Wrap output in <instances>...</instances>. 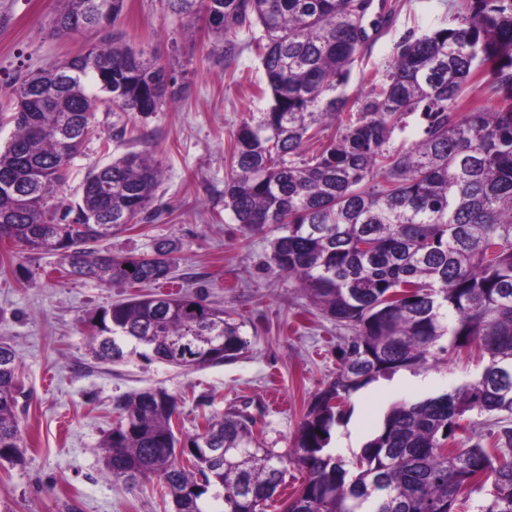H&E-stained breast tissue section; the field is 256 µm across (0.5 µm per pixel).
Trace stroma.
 Instances as JSON below:
<instances>
[{
    "instance_id": "stroma-1",
    "label": "stroma",
    "mask_w": 512,
    "mask_h": 512,
    "mask_svg": "<svg viewBox=\"0 0 512 512\" xmlns=\"http://www.w3.org/2000/svg\"><path fill=\"white\" fill-rule=\"evenodd\" d=\"M390 26L367 53L368 68L384 70L405 37L452 25L465 0H397ZM57 0H0V104L14 79L61 64L119 34L146 57L174 70L176 102L155 112L118 114L103 104L98 135L70 164L62 192L80 197L94 166L149 148L162 182L150 208L157 218L132 224L104 242L114 255L151 252L156 240L182 243L173 284L223 307L241 322L249 342L236 360L186 372L159 361L94 359L84 320L92 309L137 295L122 283L66 276L59 257L0 243V339L15 350L24 448L17 462L0 460V512H174L158 481L129 490L105 476L101 444L116 419L117 397L161 387L176 396L175 433L194 434L205 416L246 409L267 447L291 448L303 412L340 367L338 347L350 330L325 317L287 276L268 265L264 235L248 232L224 209L225 156L232 133L267 102L257 95L259 61L251 50L232 63L214 51L206 28L188 31L164 0H127L115 24L57 35ZM250 82H232V75ZM149 135L142 144L113 138L114 128ZM173 284L162 285L170 293ZM481 363L460 354L435 369H403L350 398L332 432L334 453L352 462L390 406L418 401L474 379Z\"/></svg>"
}]
</instances>
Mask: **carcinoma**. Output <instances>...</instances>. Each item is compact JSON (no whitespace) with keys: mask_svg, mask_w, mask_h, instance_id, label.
Here are the masks:
<instances>
[{"mask_svg":"<svg viewBox=\"0 0 512 512\" xmlns=\"http://www.w3.org/2000/svg\"><path fill=\"white\" fill-rule=\"evenodd\" d=\"M59 2V34L88 27L94 9L115 22L125 4ZM163 2L189 25L205 23L224 61L246 45L259 58L269 102L231 138L224 209L248 231L273 234L271 265L353 336L286 452L263 447L243 409L210 415L204 432L181 440L178 401L157 388L116 399L106 474L130 489L158 479L175 512H267L290 465L307 478L282 512H459L487 483L481 512H512V0H467L452 26L404 38L384 72L363 73L369 90L353 98L344 87L395 11L389 0ZM255 28L243 44L241 32ZM167 76L115 36L24 77L0 112L14 127L0 150V240L58 255L84 280L169 279L176 241L122 257L94 247L148 211L162 178L152 151L90 171L75 203L60 197L99 104L156 112ZM479 82L498 107L473 102ZM410 116L420 125L413 141L398 137ZM87 324L102 362L139 357L193 371L248 346L241 323L191 295L131 298L95 309ZM469 348L484 362L479 377L392 405L352 469L329 448L354 393ZM23 395L16 353L1 341V460L19 458ZM485 415L502 416L487 435Z\"/></svg>","mask_w":512,"mask_h":512,"instance_id":"carcinoma-1","label":"carcinoma"}]
</instances>
